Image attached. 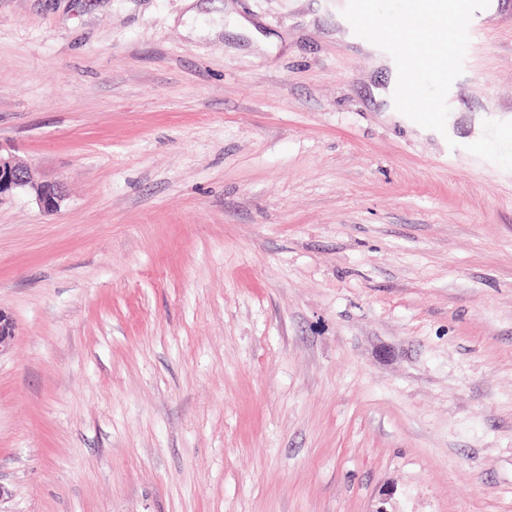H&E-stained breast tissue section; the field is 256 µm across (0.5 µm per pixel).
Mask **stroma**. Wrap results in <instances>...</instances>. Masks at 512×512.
Here are the masks:
<instances>
[{"instance_id": "35a3bbf8", "label": "stroma", "mask_w": 512, "mask_h": 512, "mask_svg": "<svg viewBox=\"0 0 512 512\" xmlns=\"http://www.w3.org/2000/svg\"><path fill=\"white\" fill-rule=\"evenodd\" d=\"M342 5L0 0V512H512V0L442 133ZM383 53V52H382ZM376 61L377 65L379 66H387L391 70V80L389 84L385 88H377L374 89L375 97L378 101L384 102L386 105L384 106L386 112H407L406 109H403L399 106V84L397 82V70L396 65L393 60V67L392 62L390 61L389 57L383 53L382 54H376ZM395 72V74H394ZM396 76V77H395ZM26 188L34 191L39 205L47 213L57 212L65 199L62 183H34L26 165L13 156L4 157L0 154V197Z\"/></svg>"}]
</instances>
